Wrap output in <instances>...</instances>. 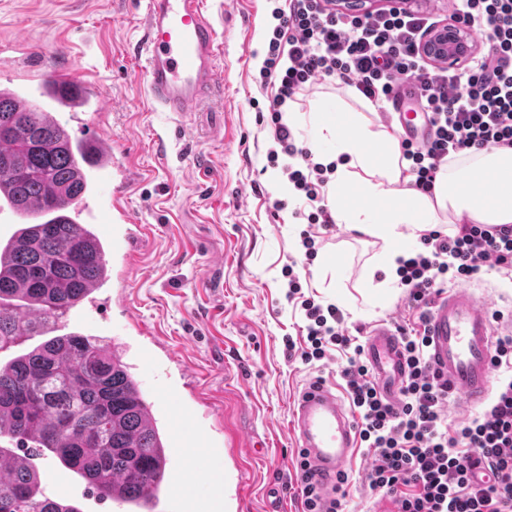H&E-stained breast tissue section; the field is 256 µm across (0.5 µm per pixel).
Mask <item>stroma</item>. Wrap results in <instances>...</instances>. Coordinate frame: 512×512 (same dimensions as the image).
<instances>
[{"label": "stroma", "instance_id": "1", "mask_svg": "<svg viewBox=\"0 0 512 512\" xmlns=\"http://www.w3.org/2000/svg\"><path fill=\"white\" fill-rule=\"evenodd\" d=\"M217 29L227 34L215 97L179 117L154 112L145 96L136 47L143 35V0H0V86L29 87L32 70L15 66L24 43L47 69L94 74L99 95L84 110L72 137L92 140L107 130L120 162L142 179L127 204L147 229L146 245L131 261L129 278L112 276L105 321L87 334L115 346L126 362L160 340L152 367L133 375L147 400L156 385L179 382L180 366L194 377L185 402L198 408L203 427L214 428L220 447L233 439L254 446L243 468L249 512H303L295 483L299 449L290 430V406L305 382L317 377L343 388L347 358L333 352L313 364L289 359L284 337L300 339L302 315L286 298V265L299 274L305 295L333 304L349 332L366 343L380 325L414 319L403 294L383 299L367 290L383 280L376 239L334 227L313 262L299 244V200L274 209L267 177L273 148L266 89L257 77L272 11L285 0H207ZM335 104L370 123L396 130L380 102L367 101L341 81L316 85L294 108V132L311 137V119ZM472 285L490 314L512 312V279L483 270ZM371 457L356 448L345 467L344 512H380L385 500L365 481Z\"/></svg>", "mask_w": 512, "mask_h": 512}]
</instances>
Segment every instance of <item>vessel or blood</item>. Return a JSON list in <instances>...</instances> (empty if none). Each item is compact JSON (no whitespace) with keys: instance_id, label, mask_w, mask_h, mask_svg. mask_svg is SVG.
Returning a JSON list of instances; mask_svg holds the SVG:
<instances>
[{"instance_id":"obj_1","label":"vessel or blood","mask_w":512,"mask_h":512,"mask_svg":"<svg viewBox=\"0 0 512 512\" xmlns=\"http://www.w3.org/2000/svg\"><path fill=\"white\" fill-rule=\"evenodd\" d=\"M144 24L140 53L151 108L180 116L200 110L217 83L219 57L218 34L204 0H146ZM92 158L98 181L112 187L109 206L117 226V248L125 256H135L145 243V232L124 196L139 181L140 172L132 164L115 161L111 144L103 137L97 138ZM428 329L431 363L452 392L470 405L486 401L494 339L501 329L473 290L460 285L436 297ZM365 357L383 396L396 399L405 372L396 332L386 326L375 328L367 340ZM291 426L324 490L335 493L356 446V431L345 402L323 381L312 380L293 402ZM212 443L211 435L197 429L191 416H181L172 428L171 447ZM243 490V471L225 472L222 485L214 489L205 476L183 465L168 482L163 498L153 501L151 508L153 512H244Z\"/></svg>"}]
</instances>
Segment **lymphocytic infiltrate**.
I'll return each instance as SVG.
<instances>
[{
	"label": "lymphocytic infiltrate",
	"mask_w": 512,
	"mask_h": 512,
	"mask_svg": "<svg viewBox=\"0 0 512 512\" xmlns=\"http://www.w3.org/2000/svg\"><path fill=\"white\" fill-rule=\"evenodd\" d=\"M268 40L261 87L271 88L268 110L275 143L267 159L279 166L308 211L301 233L306 258L317 254L312 225L329 230L333 220L323 189L333 165L316 162L282 121V108L312 85L340 79L370 100L390 99L409 83L427 114L433 135L418 144L400 142L419 191L431 192L449 160L470 149L512 148V0H457L450 19L467 31L487 32L489 48L469 64L435 66L421 52L436 23L428 14L391 7L373 15L336 10L334 0H288ZM421 250L398 269L405 304L414 321L398 326L406 371L397 401L380 392L360 356H350L341 375L358 416L360 441L372 462L369 488L391 498L396 512H512V335L496 337L494 369L510 371L477 414L448 426L447 382L433 370L427 322L434 295L449 282L473 279L483 269L512 276V225L461 224L455 234L435 228L421 237ZM290 274L289 300L304 312L305 339H286L289 358L304 363L348 351L352 337L336 305L302 296ZM305 512H342L324 497L306 458L295 467Z\"/></svg>",
	"instance_id": "lymphocytic-infiltrate-1"
}]
</instances>
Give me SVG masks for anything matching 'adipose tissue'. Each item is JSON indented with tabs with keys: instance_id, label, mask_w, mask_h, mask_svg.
Masks as SVG:
<instances>
[{
	"instance_id": "ef3b65f1",
	"label": "adipose tissue",
	"mask_w": 512,
	"mask_h": 512,
	"mask_svg": "<svg viewBox=\"0 0 512 512\" xmlns=\"http://www.w3.org/2000/svg\"><path fill=\"white\" fill-rule=\"evenodd\" d=\"M310 148L319 162L334 164L327 197L335 223L381 241L384 287L400 283L398 260L421 232L440 222L512 224V149L472 150L449 162L432 194L414 186L395 134L375 129L357 113L337 111L316 121ZM357 200H343L348 188Z\"/></svg>"
}]
</instances>
